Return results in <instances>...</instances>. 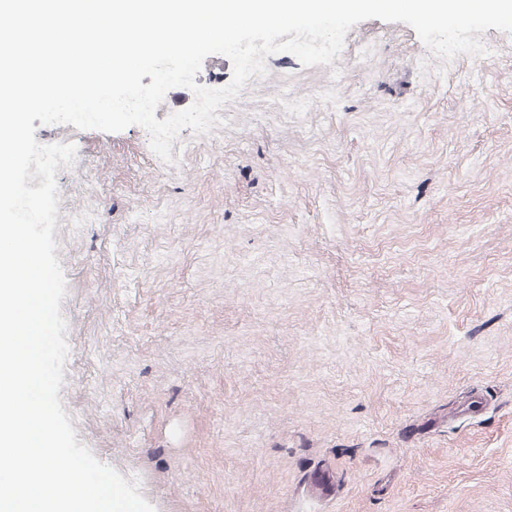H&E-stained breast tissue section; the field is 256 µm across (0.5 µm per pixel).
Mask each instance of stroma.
Listing matches in <instances>:
<instances>
[{
  "label": "stroma",
  "mask_w": 512,
  "mask_h": 512,
  "mask_svg": "<svg viewBox=\"0 0 512 512\" xmlns=\"http://www.w3.org/2000/svg\"><path fill=\"white\" fill-rule=\"evenodd\" d=\"M268 56L172 162L41 125L63 410L154 512H512V35Z\"/></svg>",
  "instance_id": "obj_1"
}]
</instances>
